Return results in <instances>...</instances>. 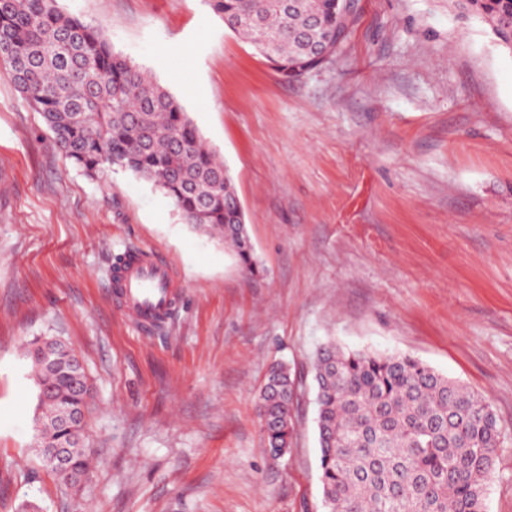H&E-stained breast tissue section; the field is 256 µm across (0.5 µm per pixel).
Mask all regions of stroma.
<instances>
[{"mask_svg":"<svg viewBox=\"0 0 512 512\" xmlns=\"http://www.w3.org/2000/svg\"><path fill=\"white\" fill-rule=\"evenodd\" d=\"M183 104L224 162L259 263L135 175L92 181L0 61V512H323L310 371L327 341L412 357L491 405L486 512H512V50L448 0H358L332 61L284 80L207 0H57ZM180 288L142 328L116 254ZM56 336L93 387L80 487L38 459L27 345ZM295 377L271 460L256 411ZM296 396L295 381L288 366L273 364L268 372L266 383L260 391L257 408L259 417H267L265 433L267 452L272 459L283 457L292 440L290 407Z\"/></svg>","mask_w":512,"mask_h":512,"instance_id":"1","label":"stroma"}]
</instances>
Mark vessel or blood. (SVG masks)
I'll return each instance as SVG.
<instances>
[{"mask_svg":"<svg viewBox=\"0 0 512 512\" xmlns=\"http://www.w3.org/2000/svg\"><path fill=\"white\" fill-rule=\"evenodd\" d=\"M173 272L160 257L133 254L121 281L119 297L136 324L145 327L165 318L175 307Z\"/></svg>","mask_w":512,"mask_h":512,"instance_id":"vessel-or-blood-1","label":"vessel or blood"}]
</instances>
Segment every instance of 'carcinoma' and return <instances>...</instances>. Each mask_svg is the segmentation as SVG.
Instances as JSON below:
<instances>
[{"label": "carcinoma", "instance_id": "obj_1", "mask_svg": "<svg viewBox=\"0 0 512 512\" xmlns=\"http://www.w3.org/2000/svg\"><path fill=\"white\" fill-rule=\"evenodd\" d=\"M210 2L286 79L321 65V41L337 52L355 21L345 0ZM448 4L512 49V0ZM1 44L13 49L3 60L15 90L84 175L115 168L151 182L185 223L231 247L245 272H259L246 225L228 205L235 188L224 163L171 92L57 0H0ZM31 367L44 428L37 447L81 440L83 422H61L59 411L87 407L91 388L75 391L65 363L50 374ZM312 371L329 512H484L501 443L483 397L411 357L334 343L319 349ZM295 396L288 366L272 365L257 402L267 447H290Z\"/></svg>", "mask_w": 512, "mask_h": 512}]
</instances>
